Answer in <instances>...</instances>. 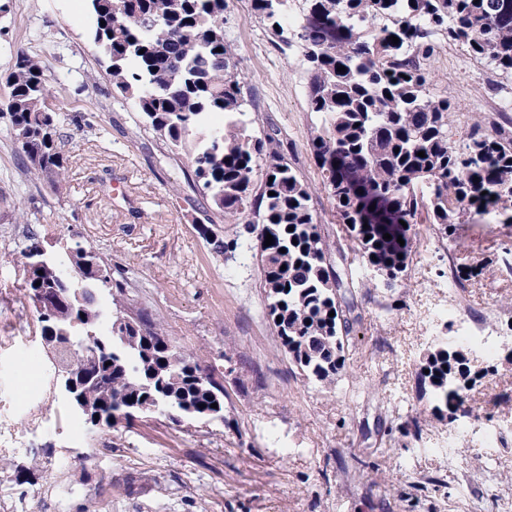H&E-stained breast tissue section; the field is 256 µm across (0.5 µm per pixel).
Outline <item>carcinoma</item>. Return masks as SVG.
I'll list each match as a JSON object with an SVG mask.
<instances>
[{"mask_svg": "<svg viewBox=\"0 0 512 512\" xmlns=\"http://www.w3.org/2000/svg\"><path fill=\"white\" fill-rule=\"evenodd\" d=\"M85 2L92 42L108 60L112 91L133 102L173 157L186 158L212 204L209 223L237 224L250 212L258 217L255 241L222 239L213 249L261 265L268 316L290 362L304 379L324 387L350 376L345 349L360 315L347 288L349 271L341 273L330 262V245L309 207L310 185L277 150V139L249 129L237 61L224 40V0ZM303 2L300 16L290 14V0H252V10L272 37L283 39L289 28L304 48L308 109L318 121L310 150L351 250L372 272L364 286L391 291L403 285L415 224H434L447 238L458 226L492 213L499 223L512 224V134L493 122H477L466 143L456 145L452 105L430 72L445 41L512 76V0ZM6 85L4 105L23 156L19 178L62 183L68 158L58 146L55 118L44 107L50 88L39 58L18 51ZM420 151L425 157L417 156ZM258 180L261 192L255 195ZM386 233L391 240L383 239ZM268 234L273 243L266 246ZM38 241L30 231L11 253V262L23 267L26 291L36 290L37 282L42 288H97L95 272L85 266L90 257L118 289L114 315L104 313L94 297L61 320L53 303L36 309L41 331L67 327L70 344L57 371L78 377L88 362L85 316L119 320L130 282L126 269L80 242L52 260L60 279L51 282L38 274ZM473 273L474 267L455 264L450 281L462 290ZM124 329L128 339L112 344V363L101 366V383L82 389L85 400L99 405L100 425L129 420L126 406L149 400L174 422L188 410L201 421L224 422V384L212 366L174 345L156 320L129 316ZM495 372L467 344L434 336L418 379L431 394V414L453 424L471 414L468 392L477 380ZM391 421L421 435L419 416Z\"/></svg>", "mask_w": 512, "mask_h": 512, "instance_id": "obj_1", "label": "carcinoma"}]
</instances>
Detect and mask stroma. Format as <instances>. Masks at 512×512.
Instances as JSON below:
<instances>
[{"mask_svg":"<svg viewBox=\"0 0 512 512\" xmlns=\"http://www.w3.org/2000/svg\"><path fill=\"white\" fill-rule=\"evenodd\" d=\"M88 27L84 0H0V100L18 49L40 58L69 158L62 186L19 180L0 110V255L31 228L51 254L88 242L128 269L140 306L161 316L172 343L223 376L224 420L158 415L87 433L43 393L48 350L23 271L0 262V416L23 445L0 458V512H512V305L499 288L512 262V224H466L454 241L415 225L405 287L356 290L362 320L345 352L349 378L332 388L308 383L273 333L260 267L216 253L199 234L208 206L200 187L113 93ZM224 38L253 133L278 136L312 189L323 237L343 245L309 149L316 117L302 48L272 38L251 0H226ZM432 76L455 107L456 142L476 115L512 131V79L448 44ZM460 240L480 273L453 293L449 266ZM450 304L459 317L448 323L441 310ZM470 324L496 344L495 375L470 393L478 422L461 438L431 415L420 436L393 428L386 410L407 417L430 406L417 378L429 337L457 336ZM27 468L29 481L16 483Z\"/></svg>","mask_w":512,"mask_h":512,"instance_id":"obj_1","label":"stroma"}]
</instances>
